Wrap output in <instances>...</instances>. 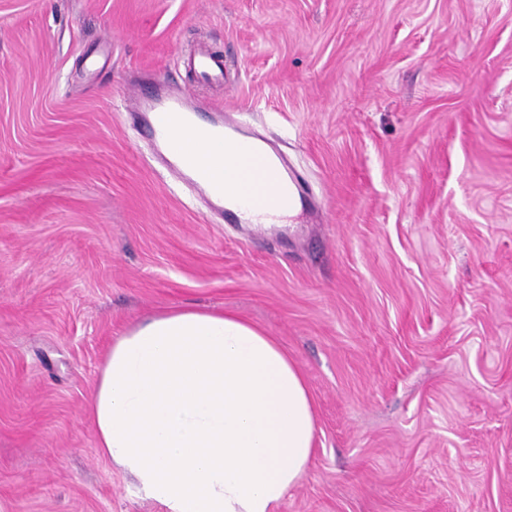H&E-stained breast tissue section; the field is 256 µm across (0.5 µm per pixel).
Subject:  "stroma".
I'll list each match as a JSON object with an SVG mask.
<instances>
[{
  "label": "stroma",
  "mask_w": 512,
  "mask_h": 512,
  "mask_svg": "<svg viewBox=\"0 0 512 512\" xmlns=\"http://www.w3.org/2000/svg\"><path fill=\"white\" fill-rule=\"evenodd\" d=\"M222 54L300 208L265 231L161 163L132 101ZM190 306L295 360L316 452L277 512H512V0H0V503L160 512L83 412Z\"/></svg>",
  "instance_id": "35a3bbf8"
}]
</instances>
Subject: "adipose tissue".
Wrapping results in <instances>:
<instances>
[{
	"label": "adipose tissue",
	"instance_id": "adipose-tissue-1",
	"mask_svg": "<svg viewBox=\"0 0 512 512\" xmlns=\"http://www.w3.org/2000/svg\"><path fill=\"white\" fill-rule=\"evenodd\" d=\"M224 163V205L245 223L283 224L298 204L239 205L249 180ZM101 455L133 473L163 512H275L315 452L305 378L277 342L230 314L175 308L115 337L87 409Z\"/></svg>",
	"mask_w": 512,
	"mask_h": 512
}]
</instances>
